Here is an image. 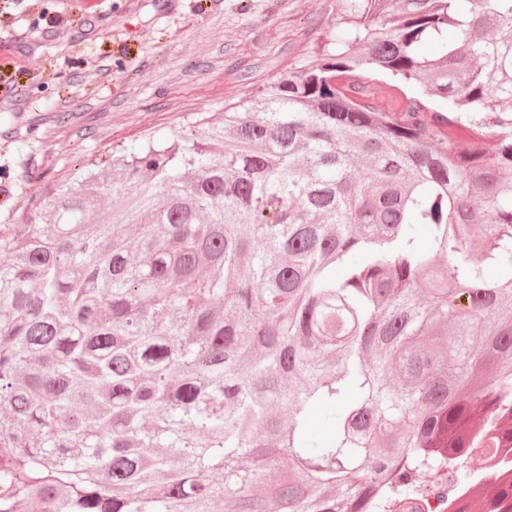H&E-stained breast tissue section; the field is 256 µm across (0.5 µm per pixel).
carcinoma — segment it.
Returning <instances> with one entry per match:
<instances>
[{
    "label": "carcinoma",
    "instance_id": "carcinoma-1",
    "mask_svg": "<svg viewBox=\"0 0 512 512\" xmlns=\"http://www.w3.org/2000/svg\"><path fill=\"white\" fill-rule=\"evenodd\" d=\"M199 125L0 229V512H417L425 474L469 512L440 470L512 448V0H345Z\"/></svg>",
    "mask_w": 512,
    "mask_h": 512
}]
</instances>
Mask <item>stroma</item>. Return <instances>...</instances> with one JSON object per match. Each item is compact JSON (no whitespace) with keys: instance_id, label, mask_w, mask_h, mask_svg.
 Listing matches in <instances>:
<instances>
[{"instance_id":"stroma-1","label":"stroma","mask_w":512,"mask_h":512,"mask_svg":"<svg viewBox=\"0 0 512 512\" xmlns=\"http://www.w3.org/2000/svg\"><path fill=\"white\" fill-rule=\"evenodd\" d=\"M343 0H0V225L90 160L223 119L307 60Z\"/></svg>"}]
</instances>
